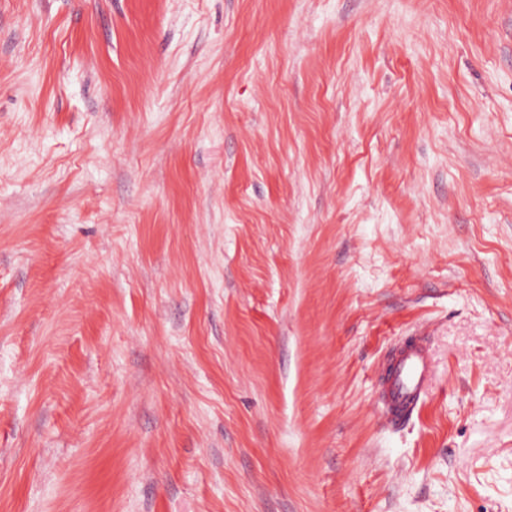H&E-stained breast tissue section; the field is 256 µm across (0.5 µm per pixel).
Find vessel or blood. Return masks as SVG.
I'll return each instance as SVG.
<instances>
[{"mask_svg":"<svg viewBox=\"0 0 512 512\" xmlns=\"http://www.w3.org/2000/svg\"><path fill=\"white\" fill-rule=\"evenodd\" d=\"M427 375L424 345L414 340L406 341L392 357L384 377V413L391 425H402L418 410L423 401Z\"/></svg>","mask_w":512,"mask_h":512,"instance_id":"vessel-or-blood-1","label":"vessel or blood"}]
</instances>
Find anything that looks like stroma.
I'll use <instances>...</instances> for the list:
<instances>
[{"instance_id": "obj_1", "label": "stroma", "mask_w": 512, "mask_h": 512, "mask_svg": "<svg viewBox=\"0 0 512 512\" xmlns=\"http://www.w3.org/2000/svg\"><path fill=\"white\" fill-rule=\"evenodd\" d=\"M0 512H512V0H0ZM428 375L426 348L407 340L387 368L384 383V413L393 426L409 421L421 405Z\"/></svg>"}]
</instances>
